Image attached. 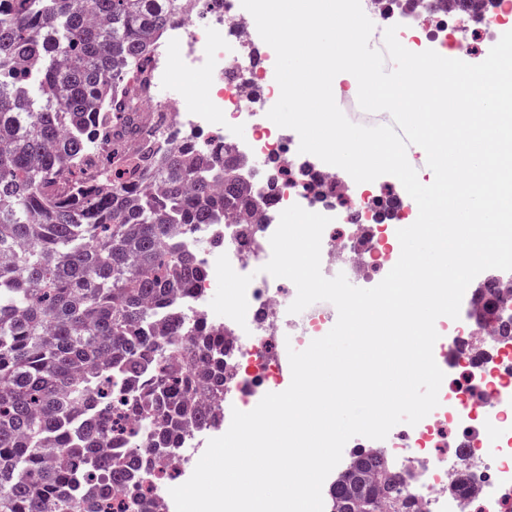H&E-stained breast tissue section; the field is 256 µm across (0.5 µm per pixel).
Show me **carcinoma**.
Here are the masks:
<instances>
[{
  "mask_svg": "<svg viewBox=\"0 0 512 512\" xmlns=\"http://www.w3.org/2000/svg\"><path fill=\"white\" fill-rule=\"evenodd\" d=\"M181 0H0V512H146L140 454L224 421V332L171 310L208 271L172 237L257 206L241 160L141 149L161 189L82 169L86 150L144 140L114 100ZM169 313L163 333L158 316ZM122 448L121 454L108 452ZM329 512H412L366 451L327 488Z\"/></svg>",
  "mask_w": 512,
  "mask_h": 512,
  "instance_id": "carcinoma-1",
  "label": "carcinoma"
}]
</instances>
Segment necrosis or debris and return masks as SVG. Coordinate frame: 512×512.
Returning a JSON list of instances; mask_svg holds the SVG:
<instances>
[{
  "mask_svg": "<svg viewBox=\"0 0 512 512\" xmlns=\"http://www.w3.org/2000/svg\"><path fill=\"white\" fill-rule=\"evenodd\" d=\"M362 9L381 28L397 26V38L410 49L439 44L449 59H472V30L486 41L498 42L512 21V0H482L479 10L449 11L445 0H363ZM185 18L168 28L138 67L134 78L117 88L118 99L133 102L147 120L168 129L161 149L193 146L223 138L226 147L251 160H268V167L246 170L256 189L274 183L275 194L260 208L226 216L222 225L206 224L181 235L180 242L196 253L206 269H214L219 254H227L233 269L251 276L246 292L245 325L225 320L224 395L248 401L269 385L280 384L286 372L279 339L293 337L307 344L338 313L320 301L299 314L288 313L281 279L264 273L271 254L270 238L278 210L297 204L307 211L333 217L335 229L324 230L321 272L331 278H365L390 271L399 259L388 241L384 213L405 219L407 204L368 183L356 193L336 168L315 163L300 153L298 134L282 133L267 117L279 90L267 77V63L242 55L259 46L252 15L241 0H182ZM263 94H256V84ZM252 225V234L242 232ZM220 237L223 250L210 241ZM452 328L453 336L437 340L439 350H453V365L470 371L474 382L440 390L439 404L416 425L401 423L390 431L380 451L403 480L416 512H500L512 499V343H501L495 355L475 344L494 334V326L438 318L437 331ZM463 474L470 492L454 490L449 472Z\"/></svg>",
  "mask_w": 512,
  "mask_h": 512,
  "instance_id": "obj_1",
  "label": "necrosis or debris"
}]
</instances>
